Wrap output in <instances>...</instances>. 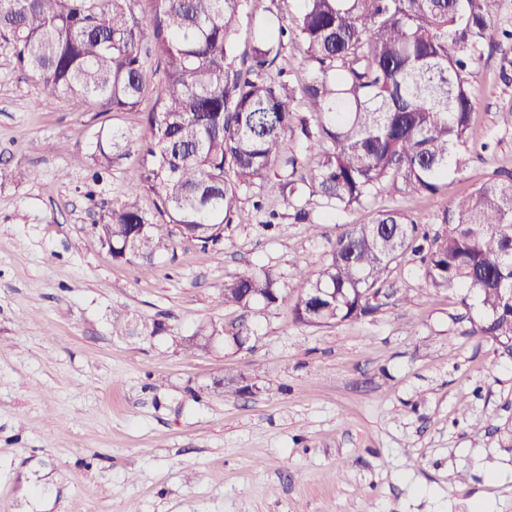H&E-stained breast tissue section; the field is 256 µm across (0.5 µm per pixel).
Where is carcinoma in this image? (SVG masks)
Segmentation results:
<instances>
[{
	"label": "carcinoma",
	"instance_id": "obj_1",
	"mask_svg": "<svg viewBox=\"0 0 512 512\" xmlns=\"http://www.w3.org/2000/svg\"><path fill=\"white\" fill-rule=\"evenodd\" d=\"M0 0V32L13 40L19 66L35 76L44 101L83 98L100 113L134 110L149 81L141 48L163 64L164 83L147 123L141 186L154 193V222L131 196L96 225L116 260L152 272L177 235L218 245L233 221L242 188L277 172L292 203L305 201L297 155L281 153L295 119L293 90L267 76L283 38L301 41L310 64L304 96L317 128L302 129L315 165L317 195L335 211L360 207L400 186L438 194L448 171H464L474 103L465 73L495 39L485 0H302L291 26L238 53L234 36L247 0ZM131 133L103 126L92 145L94 177L129 154ZM429 236L398 211L370 224H345L317 272L296 266L293 312L301 324L326 325L372 315L389 265L420 257L427 287L457 288L461 303L479 301L473 335L512 360V173L458 199ZM149 224L148 234L134 233ZM289 293L261 266L224 281L220 304L240 310L224 343L252 335L251 319ZM112 328L154 336L156 324L112 311Z\"/></svg>",
	"mask_w": 512,
	"mask_h": 512
}]
</instances>
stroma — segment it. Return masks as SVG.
<instances>
[{"label":"stroma","mask_w":512,"mask_h":512,"mask_svg":"<svg viewBox=\"0 0 512 512\" xmlns=\"http://www.w3.org/2000/svg\"><path fill=\"white\" fill-rule=\"evenodd\" d=\"M301 7L248 0L239 50ZM143 57L140 106L103 115L80 99L46 103L0 35V166L23 174L0 185V512H31L38 475L52 485L46 512H512V360L473 336L478 302L427 288L412 254L390 265L372 316L304 325L288 299L256 315L248 349H182L200 325L238 319L219 304L225 280L265 266L289 283L301 261L320 270L341 225L386 210L443 232L448 207L511 173L512 49L484 46L471 67L478 149L439 195L392 188L335 214L314 196L300 221L276 181L246 187L220 245L177 240L147 275L94 232L140 191L163 81ZM104 125L134 141L97 178ZM116 309L165 331L115 335Z\"/></svg>","instance_id":"35a3bbf8"}]
</instances>
